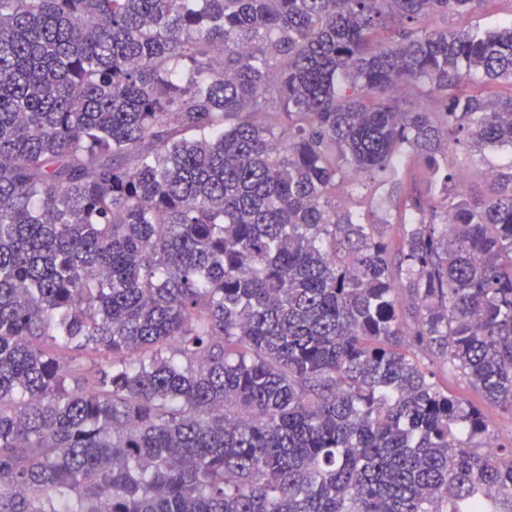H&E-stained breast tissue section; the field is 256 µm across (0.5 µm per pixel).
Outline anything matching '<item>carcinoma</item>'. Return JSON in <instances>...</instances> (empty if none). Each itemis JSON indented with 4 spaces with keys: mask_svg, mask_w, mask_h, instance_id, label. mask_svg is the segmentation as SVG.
<instances>
[{
    "mask_svg": "<svg viewBox=\"0 0 512 512\" xmlns=\"http://www.w3.org/2000/svg\"><path fill=\"white\" fill-rule=\"evenodd\" d=\"M485 2L0 0V512L512 504L419 358L512 413V162L396 247L329 198L512 150V21L436 23Z\"/></svg>",
    "mask_w": 512,
    "mask_h": 512,
    "instance_id": "1",
    "label": "carcinoma"
}]
</instances>
